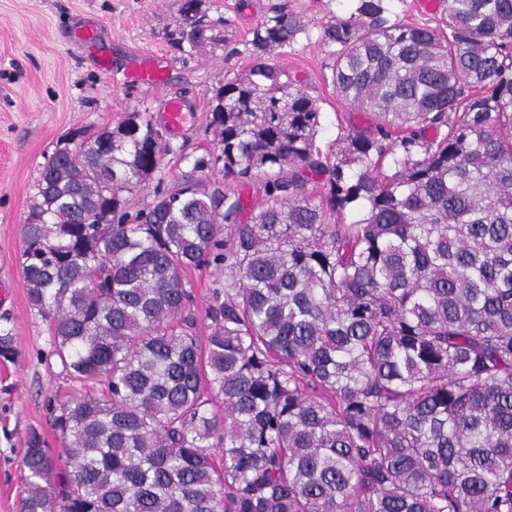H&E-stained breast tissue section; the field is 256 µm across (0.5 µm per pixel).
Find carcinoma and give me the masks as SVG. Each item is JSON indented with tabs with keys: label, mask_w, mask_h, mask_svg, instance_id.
Returning <instances> with one entry per match:
<instances>
[{
	"label": "carcinoma",
	"mask_w": 512,
	"mask_h": 512,
	"mask_svg": "<svg viewBox=\"0 0 512 512\" xmlns=\"http://www.w3.org/2000/svg\"><path fill=\"white\" fill-rule=\"evenodd\" d=\"M228 26L181 0L166 39ZM305 33L286 0L257 24L213 90L217 153L146 207L124 194L169 149L141 112L43 165L22 272L83 390L49 401L60 451L20 449V512H512V0H447L435 27L355 0L325 26L336 91L378 118L334 156L269 62ZM190 267L220 272L204 344Z\"/></svg>",
	"instance_id": "carcinoma-1"
}]
</instances>
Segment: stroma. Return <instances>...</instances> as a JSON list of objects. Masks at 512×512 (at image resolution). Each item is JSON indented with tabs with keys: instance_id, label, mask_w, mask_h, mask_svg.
<instances>
[{
	"instance_id": "stroma-1",
	"label": "stroma",
	"mask_w": 512,
	"mask_h": 512,
	"mask_svg": "<svg viewBox=\"0 0 512 512\" xmlns=\"http://www.w3.org/2000/svg\"><path fill=\"white\" fill-rule=\"evenodd\" d=\"M279 0H215L232 26L226 49L206 48L194 55L175 52L165 32L173 26L180 0H0V283L10 286L0 297V328L10 330L15 354L0 358V512H19L26 473L20 450L30 430H38L51 448L59 442L51 427L48 398L68 399L76 389L62 374L52 354L48 320L28 302L21 270L22 225L40 169L71 131L112 128L130 112H147L161 143L172 151L164 158L170 187L180 173L181 154L212 150L210 96L227 75L250 65L247 42L252 30L270 15ZM292 10L309 20L275 66L307 94L323 112L317 143L323 151L343 147L344 133L374 125L372 113L338 95L332 84L330 49L320 38L324 26L346 15L352 0H288ZM98 17L103 39L98 51L110 62L101 72L83 49L68 38L81 16ZM137 53L162 58L167 71L161 89L131 83L127 68ZM184 101L186 124L170 134L161 119L163 104ZM215 272L189 269L184 282L194 296L198 336L209 333L207 311Z\"/></svg>"
}]
</instances>
